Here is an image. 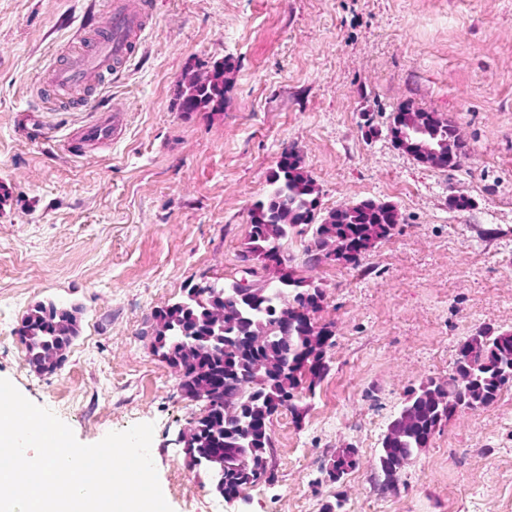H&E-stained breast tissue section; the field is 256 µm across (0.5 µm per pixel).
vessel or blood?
Masks as SVG:
<instances>
[{"instance_id":"vessel-or-blood-1","label":"vessel or blood","mask_w":512,"mask_h":512,"mask_svg":"<svg viewBox=\"0 0 512 512\" xmlns=\"http://www.w3.org/2000/svg\"><path fill=\"white\" fill-rule=\"evenodd\" d=\"M152 7L151 0H102V22L84 25L63 59L52 65L44 84L39 85L41 95L57 101L62 93L76 90L96 94L141 49ZM123 124L121 105L110 104L69 136L66 147L77 153L94 151L111 144Z\"/></svg>"}]
</instances>
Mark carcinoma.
Here are the masks:
<instances>
[{
	"label": "carcinoma",
	"instance_id": "carcinoma-1",
	"mask_svg": "<svg viewBox=\"0 0 512 512\" xmlns=\"http://www.w3.org/2000/svg\"><path fill=\"white\" fill-rule=\"evenodd\" d=\"M229 60L216 62L210 69H186L177 96L183 112L224 110L225 93L234 78ZM415 125L418 136L440 149L457 148L453 166L467 157L457 142L456 128L439 112L418 110ZM314 176L299 160L290 158L276 164L267 177L264 196L249 210L247 233L241 243L243 261L259 264L265 275L254 279L245 294L232 281H204L185 286L180 301L156 310L149 330L152 355L166 363L189 394L204 391L209 405L190 422L195 453L224 465V496H234L250 485L274 478L268 455L273 446L270 434L258 433L252 446L241 450L224 443V405L250 398L251 418L259 422L273 410L287 409L301 421L302 398L315 393L316 385L329 373L327 349L309 342L314 321L310 313L323 300L322 283L297 273L294 258L285 245L310 232L303 247L302 263L314 267L322 263L320 242L336 240L335 260L359 266L362 256L387 239L395 226L393 205L373 199L352 203L339 212L338 222L326 223L318 216L314 197ZM288 210L290 221L278 223L279 211ZM277 281L288 288V316L267 321L268 341L261 348L247 346L252 323L237 318L253 308L267 304L265 288ZM228 311L236 322L229 328L216 325L214 316ZM81 308L59 307L53 302H38L24 314L18 334L25 345L26 360L41 375L55 373L64 364L73 340L80 333ZM292 337L288 346V368L254 385L250 371L253 360L266 350L279 351L277 336ZM230 340H224V336ZM463 346L474 351L466 361L468 385L460 390L453 376L430 378L407 390L402 409L411 415L405 423L400 414L392 416L382 435L375 469L383 482L397 484L402 463L429 447L433 437L457 412L477 410L493 404L501 392L512 386V329L484 328L468 337ZM357 464V453L348 447L321 468L323 480L336 483Z\"/></svg>",
	"mask_w": 512,
	"mask_h": 512
}]
</instances>
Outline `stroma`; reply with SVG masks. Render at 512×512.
<instances>
[{
  "label": "stroma",
  "instance_id": "1",
  "mask_svg": "<svg viewBox=\"0 0 512 512\" xmlns=\"http://www.w3.org/2000/svg\"><path fill=\"white\" fill-rule=\"evenodd\" d=\"M92 0H0V378L56 409L83 444L154 426L151 456L173 512H211L204 473L183 470L180 430L200 412L143 335L188 282L239 278L249 209L284 148L299 147L321 209L393 203L391 236L359 266L311 270L325 288L314 318L332 333L331 369L302 423L273 417L275 474L247 512H512V388L454 415L384 489L373 461L405 392L447 378L477 331L512 327V0H153L126 70L96 97L124 109L121 138L91 156L62 141L90 108L32 100ZM233 58L220 112H181L184 70ZM450 119L469 156L421 164L393 143L402 106ZM470 198L467 210L452 207ZM78 305L81 332L54 374L29 367L17 330L36 302ZM333 419L331 430L318 418ZM358 464L318 483L344 447Z\"/></svg>",
  "mask_w": 512,
  "mask_h": 512
}]
</instances>
